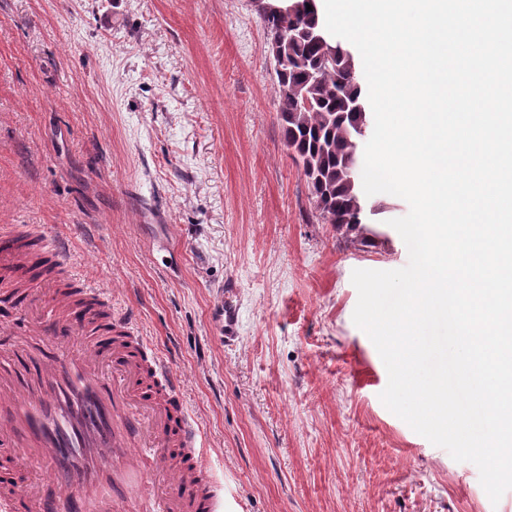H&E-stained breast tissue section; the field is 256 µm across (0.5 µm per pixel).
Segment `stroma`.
Here are the masks:
<instances>
[{"label": "stroma", "instance_id": "stroma-1", "mask_svg": "<svg viewBox=\"0 0 512 512\" xmlns=\"http://www.w3.org/2000/svg\"><path fill=\"white\" fill-rule=\"evenodd\" d=\"M273 66L255 0H0V225L132 308L242 512H512L381 402L351 275L408 250L318 219Z\"/></svg>", "mask_w": 512, "mask_h": 512}]
</instances>
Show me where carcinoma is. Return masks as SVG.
I'll return each instance as SVG.
<instances>
[{
  "label": "carcinoma",
  "mask_w": 512,
  "mask_h": 512,
  "mask_svg": "<svg viewBox=\"0 0 512 512\" xmlns=\"http://www.w3.org/2000/svg\"><path fill=\"white\" fill-rule=\"evenodd\" d=\"M262 14L269 46L284 45L275 62L284 140L319 217L347 234L386 238L375 221L389 208L368 200L355 172L371 122L353 52L330 39L316 0H262Z\"/></svg>",
  "instance_id": "obj_1"
}]
</instances>
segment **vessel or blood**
<instances>
[{"label":"vessel or blood","mask_w":512,"mask_h":512,"mask_svg":"<svg viewBox=\"0 0 512 512\" xmlns=\"http://www.w3.org/2000/svg\"><path fill=\"white\" fill-rule=\"evenodd\" d=\"M181 390L63 237L0 227V448L31 451L53 486L0 459V512H224Z\"/></svg>","instance_id":"obj_1"}]
</instances>
